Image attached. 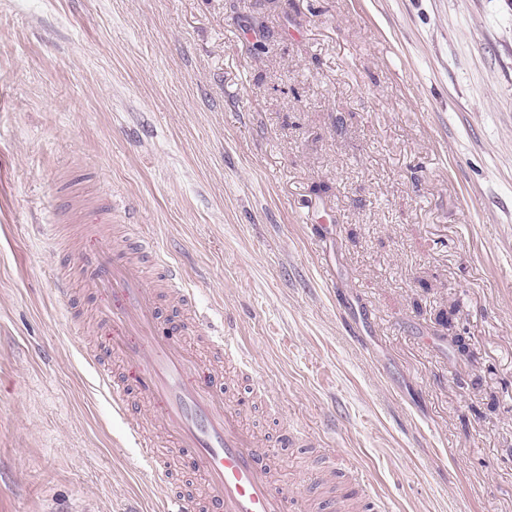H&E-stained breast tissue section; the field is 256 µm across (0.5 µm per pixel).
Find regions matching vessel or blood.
Instances as JSON below:
<instances>
[{
  "label": "vessel or blood",
  "instance_id": "1",
  "mask_svg": "<svg viewBox=\"0 0 512 512\" xmlns=\"http://www.w3.org/2000/svg\"><path fill=\"white\" fill-rule=\"evenodd\" d=\"M60 197L64 223H84L91 210L100 223L112 221L111 200L70 190ZM77 267L75 277L64 268L54 273V292L68 301L82 283L96 299L95 315L108 322L103 343L86 349L84 359L141 449L164 512H374L371 487L358 477L348 492L324 500L287 494L275 451L310 448L313 440L284 427L268 440L247 425L245 402L231 398L226 374L239 369L245 350L234 337L202 327L180 266L160 257L152 237L126 249L100 240L81 250ZM144 402L160 411L166 441L199 473L202 499L171 492L173 471L138 420Z\"/></svg>",
  "mask_w": 512,
  "mask_h": 512
}]
</instances>
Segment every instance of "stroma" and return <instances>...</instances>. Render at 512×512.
<instances>
[{"instance_id":"1","label":"stroma","mask_w":512,"mask_h":512,"mask_svg":"<svg viewBox=\"0 0 512 512\" xmlns=\"http://www.w3.org/2000/svg\"><path fill=\"white\" fill-rule=\"evenodd\" d=\"M82 172L278 391L251 426L512 512V0H0V512H161L53 291Z\"/></svg>"}]
</instances>
